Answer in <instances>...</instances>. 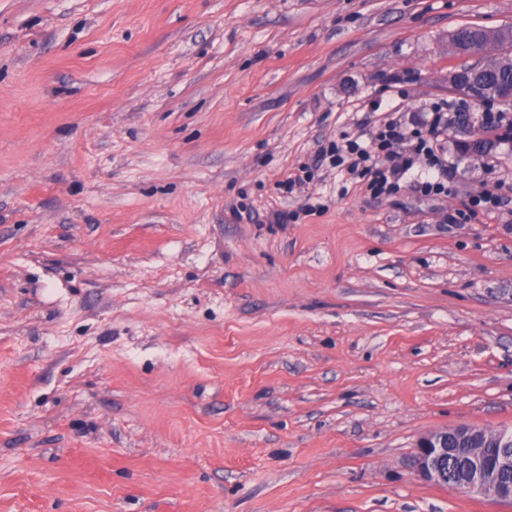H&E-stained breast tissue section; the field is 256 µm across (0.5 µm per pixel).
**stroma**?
<instances>
[{
    "label": "stroma",
    "instance_id": "stroma-1",
    "mask_svg": "<svg viewBox=\"0 0 512 512\" xmlns=\"http://www.w3.org/2000/svg\"><path fill=\"white\" fill-rule=\"evenodd\" d=\"M463 25L512 0H0V512H512L407 465L512 430V143L325 158L482 115ZM442 124L443 114L436 112L430 124V128L428 129L429 137H424L420 134L416 137V141L413 142L414 140L400 123L394 121L384 123L375 134L373 142L380 146L382 150H388L389 157L392 158L394 154H396L398 162L392 166H384L378 163L379 155H377V160L374 158V163L363 166L361 174L363 177H372L373 185L380 190L386 189L387 187L392 189L395 185V180L398 181L412 168L414 164L413 155L422 154L425 151L436 157L434 166H438L442 174H445L447 171L446 164L435 155L432 145L434 141L438 140ZM408 141L411 143V148L408 151L404 150V153L394 151V147L404 145Z\"/></svg>",
    "mask_w": 512,
    "mask_h": 512
}]
</instances>
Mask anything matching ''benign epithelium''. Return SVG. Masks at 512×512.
<instances>
[{
	"mask_svg": "<svg viewBox=\"0 0 512 512\" xmlns=\"http://www.w3.org/2000/svg\"><path fill=\"white\" fill-rule=\"evenodd\" d=\"M512 431L471 425H458L433 431L419 439L409 466L420 479L468 494L511 499L512 486L500 475L512 470ZM486 448H503L496 459L489 460ZM458 463L459 476L448 478V463Z\"/></svg>",
	"mask_w": 512,
	"mask_h": 512,
	"instance_id": "1",
	"label": "benign epithelium"
}]
</instances>
